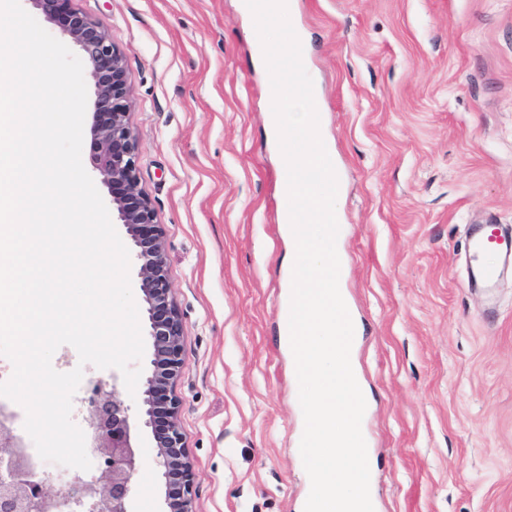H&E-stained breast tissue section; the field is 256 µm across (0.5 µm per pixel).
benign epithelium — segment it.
Instances as JSON below:
<instances>
[{"instance_id":"obj_1","label":"benign epithelium","mask_w":512,"mask_h":512,"mask_svg":"<svg viewBox=\"0 0 512 512\" xmlns=\"http://www.w3.org/2000/svg\"><path fill=\"white\" fill-rule=\"evenodd\" d=\"M45 19L79 47L94 85L90 128L93 163L112 192L117 218L130 239L138 288L152 346L142 416L151 429L165 481L166 512H195L193 471L175 391L183 356V327L166 262L165 232L138 188L136 137L128 122V87L122 53L101 24L70 6L71 0H31ZM87 454L96 461L89 479L75 478L57 494L45 489L38 464L26 457L13 415L0 409V512H130L133 476L141 455L130 407L100 385L85 399Z\"/></svg>"}]
</instances>
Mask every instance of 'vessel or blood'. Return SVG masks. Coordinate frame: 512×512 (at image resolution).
<instances>
[{"label":"vessel or blood","mask_w":512,"mask_h":512,"mask_svg":"<svg viewBox=\"0 0 512 512\" xmlns=\"http://www.w3.org/2000/svg\"><path fill=\"white\" fill-rule=\"evenodd\" d=\"M465 252L469 287L493 297L501 264L512 263V232L496 223L468 225Z\"/></svg>","instance_id":"obj_1"}]
</instances>
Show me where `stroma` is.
Listing matches in <instances>:
<instances>
[{
	"label": "stroma",
	"mask_w": 512,
	"mask_h": 512,
	"mask_svg": "<svg viewBox=\"0 0 512 512\" xmlns=\"http://www.w3.org/2000/svg\"><path fill=\"white\" fill-rule=\"evenodd\" d=\"M339 186L336 247L378 512H512V270L469 288L464 228L512 227V0H292ZM124 55L139 185L184 330L196 512H302L283 338L289 244L244 0H73ZM55 370L79 366L60 346ZM83 366V365H80ZM82 384L117 383L85 365ZM143 393L132 512H164Z\"/></svg>",
	"instance_id": "35a3bbf8"
}]
</instances>
